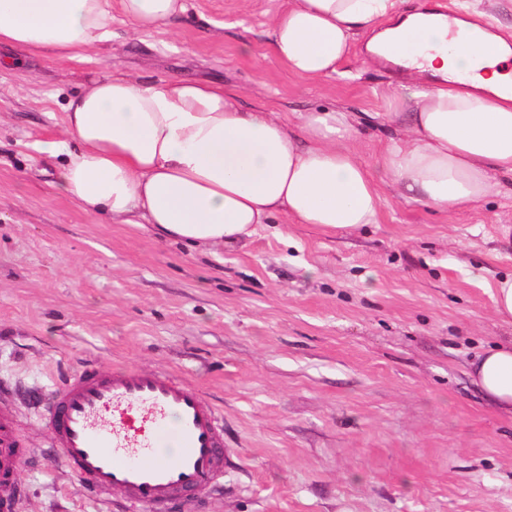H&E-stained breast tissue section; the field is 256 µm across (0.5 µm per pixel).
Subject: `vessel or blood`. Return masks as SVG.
I'll return each mask as SVG.
<instances>
[{
	"label": "vessel or blood",
	"mask_w": 512,
	"mask_h": 512,
	"mask_svg": "<svg viewBox=\"0 0 512 512\" xmlns=\"http://www.w3.org/2000/svg\"><path fill=\"white\" fill-rule=\"evenodd\" d=\"M42 421L81 488L118 494L131 512H173L224 479V424L186 379L127 365L85 363L51 392ZM27 450L0 413V512H14Z\"/></svg>",
	"instance_id": "obj_1"
}]
</instances>
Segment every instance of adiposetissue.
Masks as SVG:
<instances>
[{
    "label": "adipose tissue",
    "mask_w": 512,
    "mask_h": 512,
    "mask_svg": "<svg viewBox=\"0 0 512 512\" xmlns=\"http://www.w3.org/2000/svg\"><path fill=\"white\" fill-rule=\"evenodd\" d=\"M116 0H0V44L83 61L112 37ZM135 30L157 28L185 0H117ZM400 0H290L269 24L276 58L307 79L338 75L357 35L416 83L394 95L395 130L374 164L353 147L352 112L317 108L297 121L239 105L236 89L124 74L93 79L69 99L57 190L84 211L150 224L166 238L217 248L251 237L278 214L346 232L378 221L382 186L404 199L459 211L497 195L512 201V58L491 22L468 5L446 24L420 12L397 19ZM497 407L512 412V344L469 370Z\"/></svg>",
    "instance_id": "1"
}]
</instances>
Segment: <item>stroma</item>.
<instances>
[{
  "label": "stroma",
  "instance_id": "35a3bbf8",
  "mask_svg": "<svg viewBox=\"0 0 512 512\" xmlns=\"http://www.w3.org/2000/svg\"><path fill=\"white\" fill-rule=\"evenodd\" d=\"M285 0H186L167 24L83 62L0 46V402L29 457L17 512H122L49 448L41 394L88 360L178 373L224 415V487L199 512H512V414L468 366L512 341L490 287L512 273V202L444 213L386 194L379 220L327 233L280 215L224 248L89 214L54 187L69 96L123 73L238 89L250 110L344 106L374 162L397 78L360 57L314 83L274 56Z\"/></svg>",
  "mask_w": 512,
  "mask_h": 512
}]
</instances>
